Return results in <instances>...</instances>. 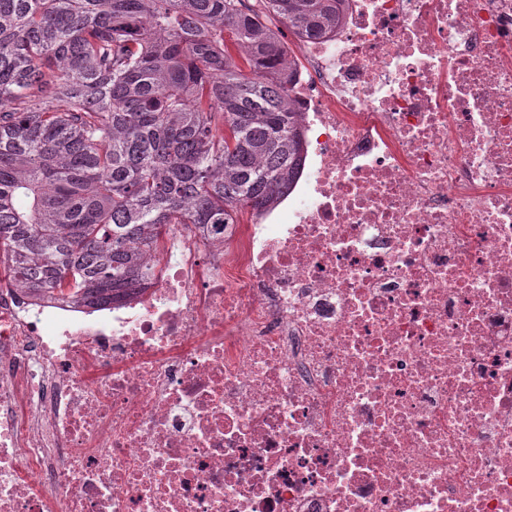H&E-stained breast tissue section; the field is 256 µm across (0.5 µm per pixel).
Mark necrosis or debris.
Segmentation results:
<instances>
[{
    "instance_id": "obj_1",
    "label": "necrosis or debris",
    "mask_w": 512,
    "mask_h": 512,
    "mask_svg": "<svg viewBox=\"0 0 512 512\" xmlns=\"http://www.w3.org/2000/svg\"><path fill=\"white\" fill-rule=\"evenodd\" d=\"M285 48L273 208L101 308L0 271V512H512V0Z\"/></svg>"
}]
</instances>
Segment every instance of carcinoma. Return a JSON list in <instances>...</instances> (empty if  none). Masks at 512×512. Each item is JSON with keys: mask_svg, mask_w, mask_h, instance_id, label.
I'll return each instance as SVG.
<instances>
[{"mask_svg": "<svg viewBox=\"0 0 512 512\" xmlns=\"http://www.w3.org/2000/svg\"><path fill=\"white\" fill-rule=\"evenodd\" d=\"M259 2L0 0V252L16 283L105 306L143 288L167 225L276 202L303 140L265 18L319 37L341 0Z\"/></svg>", "mask_w": 512, "mask_h": 512, "instance_id": "1", "label": "carcinoma"}]
</instances>
